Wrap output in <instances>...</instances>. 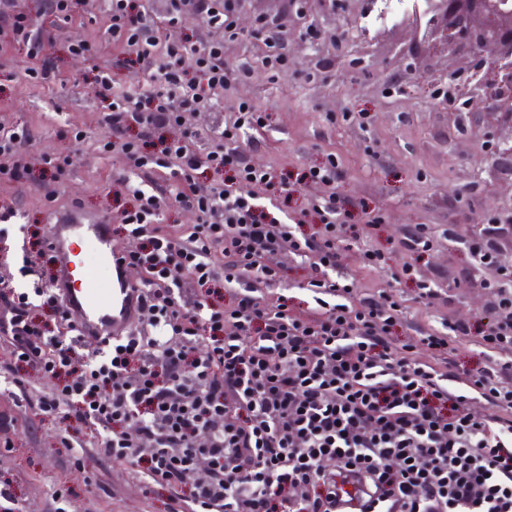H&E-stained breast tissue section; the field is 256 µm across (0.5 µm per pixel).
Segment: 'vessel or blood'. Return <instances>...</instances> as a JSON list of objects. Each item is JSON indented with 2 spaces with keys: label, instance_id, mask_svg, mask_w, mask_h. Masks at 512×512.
Wrapping results in <instances>:
<instances>
[{
  "label": "vessel or blood",
  "instance_id": "vessel-or-blood-1",
  "mask_svg": "<svg viewBox=\"0 0 512 512\" xmlns=\"http://www.w3.org/2000/svg\"><path fill=\"white\" fill-rule=\"evenodd\" d=\"M51 241L63 257L64 298L84 336L119 333L132 322L133 279L110 245L109 226L73 209L51 224Z\"/></svg>",
  "mask_w": 512,
  "mask_h": 512
}]
</instances>
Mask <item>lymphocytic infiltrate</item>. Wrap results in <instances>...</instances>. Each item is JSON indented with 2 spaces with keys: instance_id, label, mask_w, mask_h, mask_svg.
<instances>
[{
  "instance_id": "1",
  "label": "lymphocytic infiltrate",
  "mask_w": 512,
  "mask_h": 512,
  "mask_svg": "<svg viewBox=\"0 0 512 512\" xmlns=\"http://www.w3.org/2000/svg\"><path fill=\"white\" fill-rule=\"evenodd\" d=\"M240 4L164 0L153 26L134 0H107L113 42L146 73L136 89L117 85L108 69L94 76L103 148L126 165L116 183L130 205L117 231L135 243L124 259L141 273L136 322L83 353L59 258L43 241L32 293L0 276V341L10 347L0 382L15 402L36 400L73 429L66 448L93 445L135 466L146 486L170 489V512H339L352 476L359 512H512V267L497 258L512 225L490 217L460 239L419 224L398 239L403 261L391 279L411 284L426 306L447 305L446 284L412 259L438 239L461 241L472 266L496 268L497 277L480 327L443 320L421 339L426 359L414 345L395 346L402 298L357 293L337 273L354 234L335 158L302 174L326 192L292 210L285 177L252 166L241 145L265 128V113L233 105L204 152L183 121L212 110L242 75L224 61ZM187 14L212 29L209 42L197 47L183 35ZM0 28L24 48L27 77L58 80L50 30L15 0H0ZM30 140L28 129L0 126V182L25 177ZM210 171L222 181L204 184ZM167 184L196 223H160ZM287 257L311 271L308 313L268 292L285 278ZM470 336L487 358L477 369L449 357L452 343ZM32 374L51 380L52 392L31 397ZM476 401L483 413L472 411ZM84 428L92 442L79 437Z\"/></svg>"
}]
</instances>
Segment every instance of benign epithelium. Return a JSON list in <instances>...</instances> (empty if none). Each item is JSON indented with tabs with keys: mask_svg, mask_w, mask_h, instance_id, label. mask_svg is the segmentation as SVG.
Wrapping results in <instances>:
<instances>
[{
	"mask_svg": "<svg viewBox=\"0 0 512 512\" xmlns=\"http://www.w3.org/2000/svg\"><path fill=\"white\" fill-rule=\"evenodd\" d=\"M346 18L336 29V42L369 38L356 15ZM402 22L467 61L463 70H446L455 79L470 74L463 84L448 87V94L462 100L460 111L475 123L491 114L512 118V9L504 8V0H422Z\"/></svg>",
	"mask_w": 512,
	"mask_h": 512,
	"instance_id": "benign-epithelium-1",
	"label": "benign epithelium"
}]
</instances>
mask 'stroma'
Segmentation results:
<instances>
[{"mask_svg": "<svg viewBox=\"0 0 512 512\" xmlns=\"http://www.w3.org/2000/svg\"><path fill=\"white\" fill-rule=\"evenodd\" d=\"M17 3L54 31L52 50L64 82L48 88L27 81L14 67L23 50L0 32V125L24 126L32 133L26 148L30 174L0 183V205L16 208L39 233L57 212L75 205L87 216L119 223L125 202L112 191V172L122 162L97 146L104 137L97 123L103 105L93 94V70L111 65L128 87L142 85L146 75L119 62L121 49L106 32L101 0H73V19L64 25L49 12L48 0ZM306 9L305 21L290 0H243L241 35L225 44L224 59L252 64L253 70L225 94L222 109L187 115L201 146H208L225 108L243 100L256 104L269 125L258 135L259 146L247 148V157L257 167L284 169L294 183L291 205L297 209L322 193L319 186L298 182V174L335 155L339 192L366 208L354 216L357 239L343 259L344 274L360 288L388 282L390 268L401 261L393 243L412 225L452 228L466 237L488 217L507 222L511 217L499 204L512 198V173L502 165L499 148L512 139V129L494 118L473 125L465 113L454 112L446 85L424 82L407 69L410 27L388 23L378 37L339 47L333 40L336 14L321 0H308ZM260 16L276 21L288 45L287 69L269 72L260 66L257 52L264 36L254 28ZM311 24L318 32L313 39L306 35ZM72 40L99 44V57L69 54ZM79 130L86 136L80 145L73 138ZM46 156L67 159L69 169L50 199L41 189L49 179L42 164ZM369 247L384 253L386 268H364L362 252ZM419 265L461 278L460 287L448 290L450 318L474 323L484 317L486 285L495 269L472 268L462 245L445 239ZM397 293L404 310L395 341L417 344L418 355L427 356L420 332L439 327L441 315L415 301L412 288L401 285ZM1 412L18 423L0 433V482L14 495L13 502L0 504V512H170V491L145 489L135 468L105 460L93 448L78 455L69 451L64 424L40 415L36 407L16 404L0 391Z\"/></svg>", "mask_w": 512, "mask_h": 512, "instance_id": "35a3bbf8", "label": "stroma"}]
</instances>
